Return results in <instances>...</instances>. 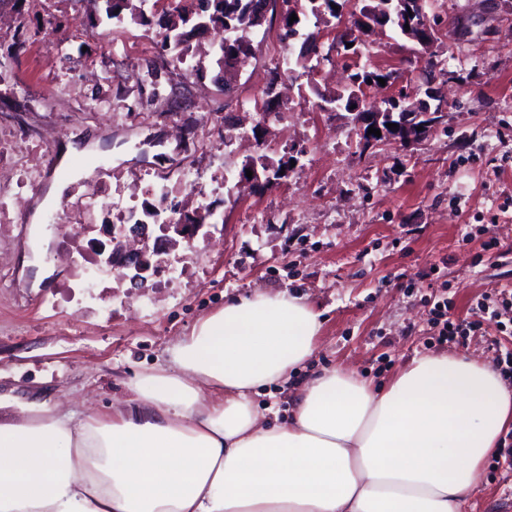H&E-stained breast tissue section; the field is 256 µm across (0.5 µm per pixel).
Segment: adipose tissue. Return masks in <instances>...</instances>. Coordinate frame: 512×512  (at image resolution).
<instances>
[{"mask_svg": "<svg viewBox=\"0 0 512 512\" xmlns=\"http://www.w3.org/2000/svg\"><path fill=\"white\" fill-rule=\"evenodd\" d=\"M320 327L302 297L258 292L201 318L111 414L0 417V512H465L512 387L464 355L382 389L337 366L261 422L253 394L290 380Z\"/></svg>", "mask_w": 512, "mask_h": 512, "instance_id": "obj_1", "label": "adipose tissue"}]
</instances>
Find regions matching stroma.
<instances>
[{
    "label": "stroma",
    "instance_id": "obj_1",
    "mask_svg": "<svg viewBox=\"0 0 512 512\" xmlns=\"http://www.w3.org/2000/svg\"><path fill=\"white\" fill-rule=\"evenodd\" d=\"M0 29V137L14 138V167L0 166V402L8 413L42 401L66 410L111 412L142 375L165 368L170 348L226 300L257 292L305 296L320 314V336L306 369L343 366L382 386L414 358L466 354L485 362L512 352V328L496 345L482 337L441 344L430 323L433 300L446 297L450 320L466 318L491 288L512 289V254L479 260V242L512 246V0H431L447 20L432 50L443 68L434 85L446 103L436 131L417 141L365 144L350 112L321 111L318 95L347 74L326 60L311 76L278 67L284 7L271 0L250 39L253 54L232 78L209 49L218 37L190 34L189 77L158 46V12L122 22H91L88 0H14ZM57 26H49L48 18ZM361 63L418 77L416 42L373 29ZM167 87L153 94L150 68ZM268 104L277 118L259 122ZM204 134L193 174L172 200L194 214L205 202L223 215L212 241L170 254L175 269L130 292L116 275L84 285L82 269L54 254L61 240H83L84 217L67 206L92 191L98 173L83 159L106 160L123 203H154L164 175L144 144L151 135L178 156L176 113ZM54 128L50 157L27 168L31 138L13 123ZM86 144L68 162L75 177L59 201L46 194L57 177L49 163L72 139ZM293 158L281 179L256 188L240 179L249 158ZM33 187L16 202L15 181ZM58 213L63 233L48 230ZM468 512H512V470L487 460Z\"/></svg>",
    "mask_w": 512,
    "mask_h": 512
}]
</instances>
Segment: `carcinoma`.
<instances>
[{"label":"carcinoma","mask_w":512,"mask_h":512,"mask_svg":"<svg viewBox=\"0 0 512 512\" xmlns=\"http://www.w3.org/2000/svg\"><path fill=\"white\" fill-rule=\"evenodd\" d=\"M99 5L98 14L112 20L124 12L135 13L138 6L133 0H92ZM338 0H282L285 5V16L283 18V37L291 39L296 29L301 26V20L290 21L292 14L311 13L315 17L330 15L336 17L335 7L342 6ZM362 3L359 14L369 20L380 23L382 26H390L397 34L407 36L408 31L404 30L405 24L411 22L414 25H429L433 35H438L441 22L438 18H429L426 11L427 0H359ZM262 25L259 17V9L255 0H197V8L189 9L184 5V0H167V7L162 9L159 26L162 29L161 49L164 52H172L183 44L185 35L184 29L191 27L193 30L218 29L230 33V36L220 40L217 45L219 54L218 63L228 71L237 64L249 57L252 52L251 41L248 33L255 27ZM368 29V25L360 22L354 28H347L336 33V40L342 45L343 54L357 53L354 44L358 43V32ZM309 54L296 60V66L303 70V73L313 72L314 63L318 62L321 53L317 34L310 33L308 39ZM352 47H347V44ZM390 81L393 74L383 73L367 66L356 67L349 74L348 83L341 89L321 96L322 108L343 109L348 111L351 106L361 101L364 96V87L372 83L379 85V79ZM421 101L411 100L408 96L399 93L382 99L379 103L370 106V111L381 114L380 124L386 126L389 123L395 124L404 112L412 111L415 105ZM247 163L256 168L264 182L269 183L281 178L280 171L288 168V162L282 161L274 166L265 159H249Z\"/></svg>","instance_id":"carcinoma-1"}]
</instances>
